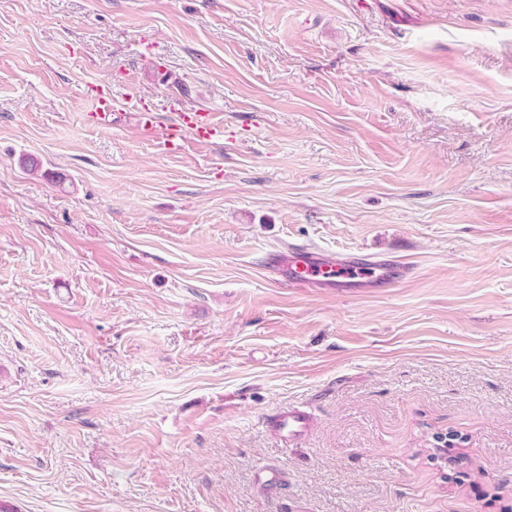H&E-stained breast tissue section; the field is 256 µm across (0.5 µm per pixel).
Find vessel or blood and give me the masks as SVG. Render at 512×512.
I'll use <instances>...</instances> for the list:
<instances>
[{
    "label": "vessel or blood",
    "instance_id": "obj_1",
    "mask_svg": "<svg viewBox=\"0 0 512 512\" xmlns=\"http://www.w3.org/2000/svg\"><path fill=\"white\" fill-rule=\"evenodd\" d=\"M87 116L97 125H103L112 116V88L105 83L90 85L86 92ZM222 127L214 113L184 112L177 123L170 125L164 133V142L169 146L179 145L186 137L208 141L220 136ZM269 263L274 267H286L285 284L290 288H346L351 283L365 284L389 278L386 268L375 264H359L333 259H319L308 248L288 245L281 253L272 255ZM268 425L287 443L303 439L309 431L310 420L306 412L286 410L270 415Z\"/></svg>",
    "mask_w": 512,
    "mask_h": 512
}]
</instances>
